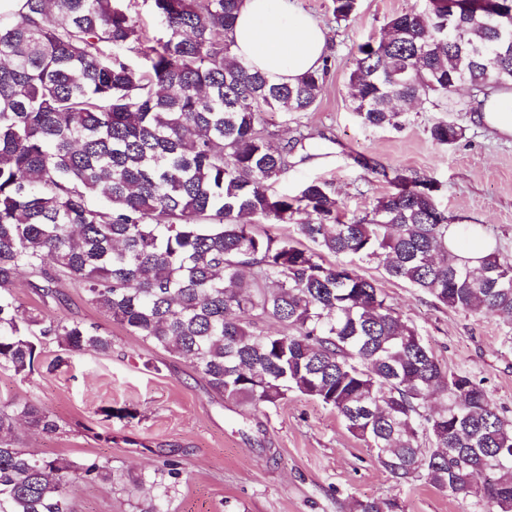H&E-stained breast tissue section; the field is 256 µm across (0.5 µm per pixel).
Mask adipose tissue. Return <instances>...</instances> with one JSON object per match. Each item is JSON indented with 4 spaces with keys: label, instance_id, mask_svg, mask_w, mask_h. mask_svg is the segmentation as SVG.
Instances as JSON below:
<instances>
[{
    "label": "adipose tissue",
    "instance_id": "obj_1",
    "mask_svg": "<svg viewBox=\"0 0 512 512\" xmlns=\"http://www.w3.org/2000/svg\"><path fill=\"white\" fill-rule=\"evenodd\" d=\"M230 37L234 54L276 83L320 69L328 53L323 27L292 0H242ZM477 120L490 136L512 138V89L480 96Z\"/></svg>",
    "mask_w": 512,
    "mask_h": 512
}]
</instances>
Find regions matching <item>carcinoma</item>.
<instances>
[{"label": "carcinoma", "mask_w": 512, "mask_h": 512, "mask_svg": "<svg viewBox=\"0 0 512 512\" xmlns=\"http://www.w3.org/2000/svg\"><path fill=\"white\" fill-rule=\"evenodd\" d=\"M358 0H332L347 20ZM241 0H150L156 35L127 0H25L0 14V367L27 375L44 344L112 351L97 325L54 317L72 281L129 335L189 360L228 400L276 408L297 393L336 411L400 482L512 512V424L481 382L445 369L378 282L386 275L473 316L512 326V256L494 249L482 281L448 249L454 217L430 179L375 171L391 190L341 220L333 186L269 192L304 135L269 144L261 114L318 101L326 70L275 83L238 60L228 33ZM358 46L349 75L363 125L398 128L418 101L459 111L512 85V0H415ZM462 127L438 122L453 145ZM293 224L296 234L259 233ZM22 273L43 308L9 292ZM46 435L58 417L28 398L0 407V512H71L69 486L111 476L97 461L45 459L17 446L16 424ZM360 500L355 512H395Z\"/></svg>", "instance_id": "carcinoma-1"}]
</instances>
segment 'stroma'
Instances as JSON below:
<instances>
[{
    "label": "stroma",
    "instance_id": "stroma-1",
    "mask_svg": "<svg viewBox=\"0 0 512 512\" xmlns=\"http://www.w3.org/2000/svg\"><path fill=\"white\" fill-rule=\"evenodd\" d=\"M415 0H358L346 21H336L331 0H294L328 33L322 95L309 111L284 121L274 116L273 144L303 132L308 161L291 166L271 192L295 191L324 179L336 190L345 217L361 216L389 191L377 168L431 178L436 199L456 218L483 224L495 247L512 256V139H491L471 112L417 108L398 129H372L352 109L348 78L357 46L380 37L388 19ZM440 121L465 131L453 146L431 141ZM364 156L362 168L353 161ZM387 301L413 325L440 364L481 381L500 412L512 419V336L495 317L454 312L431 296L358 263ZM56 316L100 324L112 334V352L72 354L56 362L57 344L44 347L31 374L0 368V404L28 398L53 411L61 430L45 435L18 427L20 448L47 458L97 460L109 481H75L72 512H149L161 500L165 512H354V503L376 497L398 512H478L474 499L455 498L425 479L395 481L374 451L354 437L336 411L292 393L278 408L217 396L185 360L127 335L68 284ZM175 463L178 477H164L167 495L152 481Z\"/></svg>",
    "mask_w": 512,
    "mask_h": 512
}]
</instances>
